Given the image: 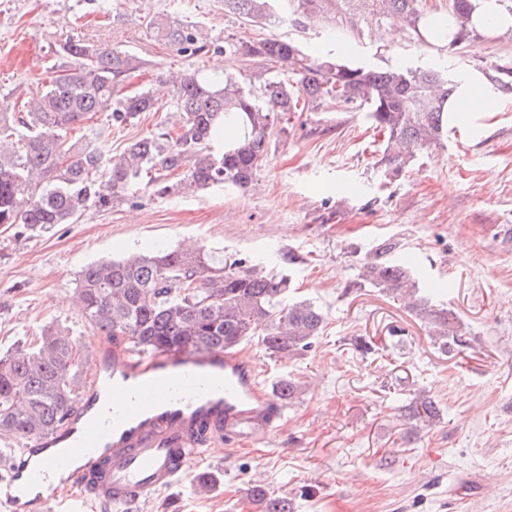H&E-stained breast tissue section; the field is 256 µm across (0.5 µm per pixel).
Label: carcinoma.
<instances>
[{
	"label": "carcinoma",
	"mask_w": 512,
	"mask_h": 512,
	"mask_svg": "<svg viewBox=\"0 0 512 512\" xmlns=\"http://www.w3.org/2000/svg\"><path fill=\"white\" fill-rule=\"evenodd\" d=\"M277 0H225L251 23H268ZM384 12L407 19L420 40V0H376ZM472 0L448 10L454 48L479 36L471 26ZM146 27L197 55L196 26L149 20ZM70 61L53 66L49 83L12 111L0 100V226L45 230L74 224L90 208L108 209L143 186L155 195H187L214 186L246 188L269 157L270 138L296 112L327 102L367 110L382 135L376 161L384 175L406 172L417 153L440 143L448 129L443 111L462 80L437 69L359 65L328 52L308 54L290 40L224 41V55L260 57L277 70L254 89L241 72L206 79L194 72L173 80L172 121L158 133L130 142L117 158L106 156L112 131L160 107L143 90L119 87L143 60L118 47L70 43ZM105 108L111 109L98 144L73 140L70 132ZM176 175L174 182L168 176ZM359 280L407 302L428 325L440 347L463 352L467 339L456 314L419 295L418 280L397 255L396 244L367 251ZM291 274L219 256L198 246L133 253L86 267L77 298L87 321L101 334L143 352L172 348L236 349L255 339L270 356L307 351L323 328L324 314L308 299L291 300ZM84 385L76 341L47 330L29 346L0 355V433L18 439L47 434L67 420ZM264 512H292L288 498L265 486L251 489Z\"/></svg>",
	"instance_id": "carcinoma-1"
}]
</instances>
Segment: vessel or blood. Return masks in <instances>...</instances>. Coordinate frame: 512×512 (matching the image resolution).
<instances>
[{
    "mask_svg": "<svg viewBox=\"0 0 512 512\" xmlns=\"http://www.w3.org/2000/svg\"><path fill=\"white\" fill-rule=\"evenodd\" d=\"M112 379L91 380L65 425L27 442L36 468L11 467L0 478V503L21 512L26 500L56 512H95L97 506L147 502L180 484L206 431L246 439L273 431L288 409L258 380L254 358L242 350L181 348L144 358L104 346Z\"/></svg>",
    "mask_w": 512,
    "mask_h": 512,
    "instance_id": "obj_1",
    "label": "vessel or blood"
}]
</instances>
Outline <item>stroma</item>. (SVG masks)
Wrapping results in <instances>:
<instances>
[{
	"label": "stroma",
	"mask_w": 512,
	"mask_h": 512,
	"mask_svg": "<svg viewBox=\"0 0 512 512\" xmlns=\"http://www.w3.org/2000/svg\"><path fill=\"white\" fill-rule=\"evenodd\" d=\"M276 11V23L257 24L224 0H0V97L23 105L69 41L144 59L123 82L126 94L163 88L171 72L238 70L260 83L269 61L226 58L231 35L311 50L333 31L348 60L376 68L491 75L512 63V34L437 48L373 0H321L312 13L278 0ZM152 17L196 25L207 52L188 56L155 39L145 27ZM492 95V111L449 127L398 178L376 167L381 138L365 112L330 103L293 115L247 191L142 189L75 224L0 227V352L54 327L94 362L95 330L74 297L95 262L193 242L271 267L291 253L296 295L316 303L324 327L308 352L288 359L245 345L263 386L296 380L286 415L267 436L203 449L195 469L210 473L208 491L188 478L136 512H262L249 495L257 482L288 497L293 512H512V90ZM159 103L113 134L112 155L162 128L171 93ZM390 239L424 294L460 319L463 353L441 349L400 301L358 285L364 253ZM421 395L435 416L409 418Z\"/></svg>",
	"instance_id": "stroma-1"
}]
</instances>
